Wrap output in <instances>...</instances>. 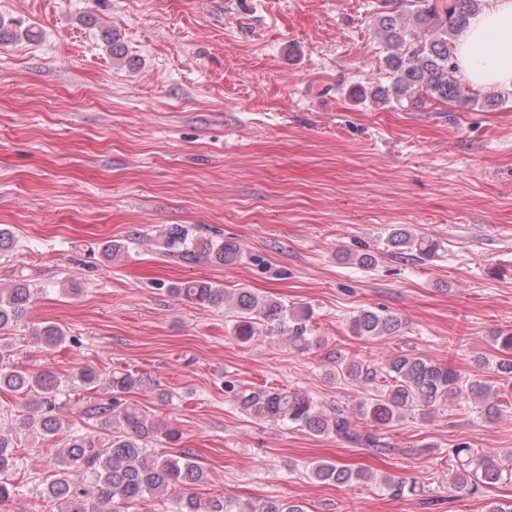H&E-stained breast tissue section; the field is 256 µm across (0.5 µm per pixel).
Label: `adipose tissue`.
<instances>
[{
  "label": "adipose tissue",
  "mask_w": 512,
  "mask_h": 512,
  "mask_svg": "<svg viewBox=\"0 0 512 512\" xmlns=\"http://www.w3.org/2000/svg\"><path fill=\"white\" fill-rule=\"evenodd\" d=\"M457 61L476 86L512 87V0H491L457 39Z\"/></svg>",
  "instance_id": "obj_1"
}]
</instances>
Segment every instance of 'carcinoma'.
Segmentation results:
<instances>
[{
	"mask_svg": "<svg viewBox=\"0 0 512 512\" xmlns=\"http://www.w3.org/2000/svg\"><path fill=\"white\" fill-rule=\"evenodd\" d=\"M482 0H412L411 22L394 11L379 13L375 35L387 47L384 58L389 84L373 82L354 87L356 101L398 104L468 102L455 63L456 37L469 18L480 10ZM163 245L188 261L229 262L239 253L231 241L191 235L182 225L166 229ZM389 247L420 260L435 257L440 241L417 236L405 228H395L388 236ZM177 295L199 305L221 307L228 300L235 309L233 333L242 343L265 337L263 330L277 328L288 335L292 347L303 352L313 344L309 336L306 310H295L280 302L263 300L245 288L233 295L199 280H188L172 289ZM34 292L30 281L20 278L8 288H0V390L27 399L18 421L0 424V512L18 494L12 479L22 465L16 447L17 437L26 432L34 437H55L65 433L58 448H50L54 471L39 490L52 512H136L149 498L172 502V512H305L292 502L280 500L241 501L224 497L205 500L190 491L207 479L204 467L185 450L178 455H158L152 445L176 444L181 432L172 423H160L144 410L122 397L142 384V378L127 370L112 372L106 385L110 396L93 401L81 412V421H92V430L76 423L64 424L60 409L70 397V388L89 389L100 383L97 371L84 365L74 370L70 382L48 371L29 373L14 365V344L9 331L24 319ZM404 323L395 314L363 309L351 320L353 336L365 340L397 336ZM35 339L56 347L66 341L65 331L55 325L41 328ZM504 354L496 364L497 379L491 384L479 375L464 377L445 363L404 354L387 356L378 363L342 357L330 378L350 384H370L384 379L382 388L362 405L363 425H357L343 409L324 408L301 391L275 387L244 389L234 394L246 414L273 422H288L313 436L334 434L345 441L367 448L377 446L376 430L391 427L409 415L429 416L456 401L471 405L472 412L494 423L504 413H512V332L493 337ZM456 469L455 487L476 495L483 487L512 479V448L489 455L462 443L452 450ZM311 476L329 484H355L372 480L369 473L352 471L333 463L312 465ZM383 485L397 495L416 493L412 478L386 477Z\"/></svg>",
	"mask_w": 512,
	"mask_h": 512,
	"instance_id": "carcinoma-1",
	"label": "carcinoma"
}]
</instances>
